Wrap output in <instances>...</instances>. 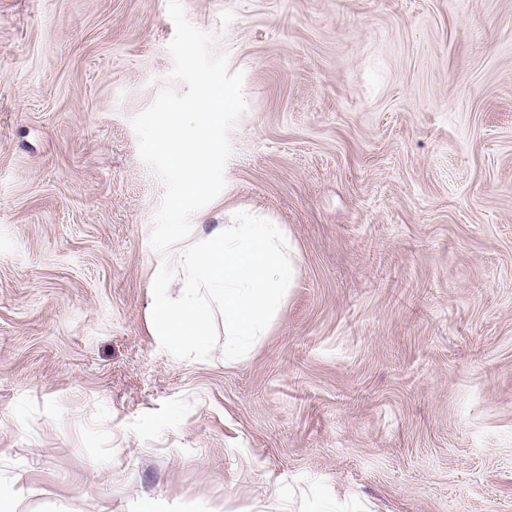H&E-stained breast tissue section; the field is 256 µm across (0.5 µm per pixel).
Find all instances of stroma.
<instances>
[{"mask_svg": "<svg viewBox=\"0 0 512 512\" xmlns=\"http://www.w3.org/2000/svg\"><path fill=\"white\" fill-rule=\"evenodd\" d=\"M242 73L226 186L296 276L248 354L151 331L131 126L168 0H0L12 512H512V0H183Z\"/></svg>", "mask_w": 512, "mask_h": 512, "instance_id": "1", "label": "stroma"}]
</instances>
